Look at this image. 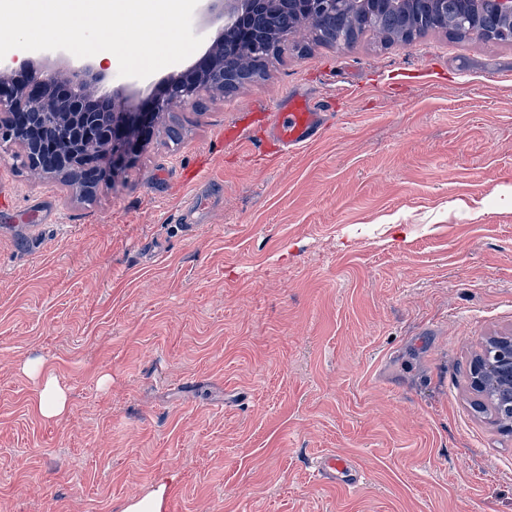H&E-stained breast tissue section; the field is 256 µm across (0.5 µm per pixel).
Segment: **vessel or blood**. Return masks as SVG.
<instances>
[{"label": "vessel or blood", "mask_w": 512, "mask_h": 512, "mask_svg": "<svg viewBox=\"0 0 512 512\" xmlns=\"http://www.w3.org/2000/svg\"><path fill=\"white\" fill-rule=\"evenodd\" d=\"M269 132L285 147L304 146L317 140L325 127V115L302 96L286 98L269 120ZM322 481L342 489H353L360 482V471L348 458L327 457L318 464Z\"/></svg>", "instance_id": "b4317fda"}]
</instances>
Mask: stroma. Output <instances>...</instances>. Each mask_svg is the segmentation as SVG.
<instances>
[{"label": "stroma", "mask_w": 512, "mask_h": 512, "mask_svg": "<svg viewBox=\"0 0 512 512\" xmlns=\"http://www.w3.org/2000/svg\"><path fill=\"white\" fill-rule=\"evenodd\" d=\"M189 66L93 71L134 109ZM290 95L329 102L328 130L262 155ZM17 152L0 147V512H123L160 486L162 512H512V435L470 388L512 334V43L340 48L303 27L262 77L174 106L90 196ZM30 359L61 418L34 409ZM329 454L363 483L318 482ZM36 404L41 415L48 419L60 418L66 412V394L55 377H43L38 388Z\"/></svg>", "instance_id": "35a3bbf8"}]
</instances>
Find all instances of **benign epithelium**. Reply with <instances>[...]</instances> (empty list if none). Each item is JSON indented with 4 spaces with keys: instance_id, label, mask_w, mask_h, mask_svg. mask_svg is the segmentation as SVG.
<instances>
[{
    "instance_id": "7a95c632",
    "label": "benign epithelium",
    "mask_w": 512,
    "mask_h": 512,
    "mask_svg": "<svg viewBox=\"0 0 512 512\" xmlns=\"http://www.w3.org/2000/svg\"><path fill=\"white\" fill-rule=\"evenodd\" d=\"M222 3L224 26L218 40L181 76L164 84L135 112L125 109L123 93L115 90L98 97L89 108L90 87L96 81L92 68H84L89 79L71 85L69 99L51 98L58 78L30 67L17 55L0 60V142H12L23 152L28 168L38 176L55 174L44 155L55 151L50 144L38 150L31 140L16 135L29 113L51 119L60 129L63 151L69 157L60 174L80 192H92L101 182L143 147V137L152 135L159 118L177 103H191L203 92L230 93L249 82L244 58L264 62L283 52L299 22L309 23L336 14V6L351 12L368 10L370 0H210ZM403 9L418 4L423 14L418 26H448L460 23L461 5L482 14L486 28L481 33L512 43V0H399ZM15 70L28 72L27 87L8 85ZM471 388L479 395L490 394L506 410L512 409V335L494 336L470 367Z\"/></svg>"
}]
</instances>
